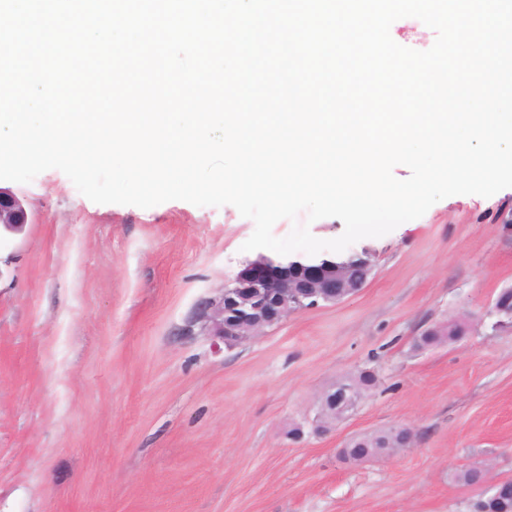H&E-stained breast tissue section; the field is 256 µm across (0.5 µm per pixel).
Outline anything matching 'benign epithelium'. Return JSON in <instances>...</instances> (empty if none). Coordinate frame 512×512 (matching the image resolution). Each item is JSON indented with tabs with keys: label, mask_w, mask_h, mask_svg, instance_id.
<instances>
[{
	"label": "benign epithelium",
	"mask_w": 512,
	"mask_h": 512,
	"mask_svg": "<svg viewBox=\"0 0 512 512\" xmlns=\"http://www.w3.org/2000/svg\"><path fill=\"white\" fill-rule=\"evenodd\" d=\"M30 215L20 199L0 188V224L21 229ZM368 253L358 262L324 259L318 263L282 261L259 255L246 262L234 279L216 294L201 300L180 329L182 336H208L216 350L262 336L289 315L319 305L337 303L355 293L367 282L356 269L371 273ZM491 314L499 323H512V289H503L492 302ZM361 396L344 381L324 391L320 399L321 417L342 420L358 404ZM407 446L413 431L399 427L379 439L382 448H393V440Z\"/></svg>",
	"instance_id": "obj_1"
}]
</instances>
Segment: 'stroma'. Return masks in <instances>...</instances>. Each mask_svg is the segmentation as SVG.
<instances>
[{"label": "stroma", "mask_w": 512, "mask_h": 512, "mask_svg": "<svg viewBox=\"0 0 512 512\" xmlns=\"http://www.w3.org/2000/svg\"><path fill=\"white\" fill-rule=\"evenodd\" d=\"M6 187L31 222L0 233V512H473L460 469L512 479V330L490 313L512 190L355 242L363 288L217 353L179 329L255 259L251 219L98 204L57 169ZM448 322L469 330L418 347ZM364 371L358 409L315 430L320 393ZM400 426L412 446L343 460Z\"/></svg>", "instance_id": "stroma-1"}]
</instances>
